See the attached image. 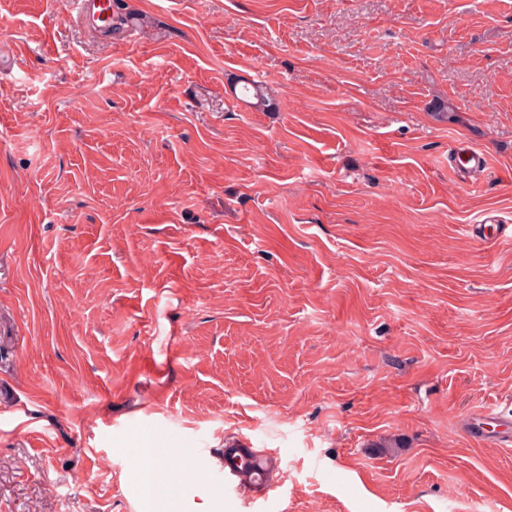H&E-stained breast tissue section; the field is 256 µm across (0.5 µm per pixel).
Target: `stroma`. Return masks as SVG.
I'll return each mask as SVG.
<instances>
[{
	"label": "stroma",
	"instance_id": "stroma-1",
	"mask_svg": "<svg viewBox=\"0 0 512 512\" xmlns=\"http://www.w3.org/2000/svg\"><path fill=\"white\" fill-rule=\"evenodd\" d=\"M124 2L0 0V512H512V0ZM114 2V13L112 17V0H74L76 15L90 29L100 32L112 30L113 35L122 34L123 30L131 23L137 25L138 18L126 10L124 5ZM485 411L477 410L473 412L463 423V430L477 441H486L492 439L501 448L512 447V426L510 431V423L512 424V418L510 413L508 417L506 414L497 413L496 418L499 422L498 429L495 432L487 431L484 426L483 416ZM144 466L146 471L142 480L143 494L147 500H152L157 496L160 486L165 481V465L161 459L154 457L152 466H148L145 463Z\"/></svg>",
	"mask_w": 512,
	"mask_h": 512
}]
</instances>
